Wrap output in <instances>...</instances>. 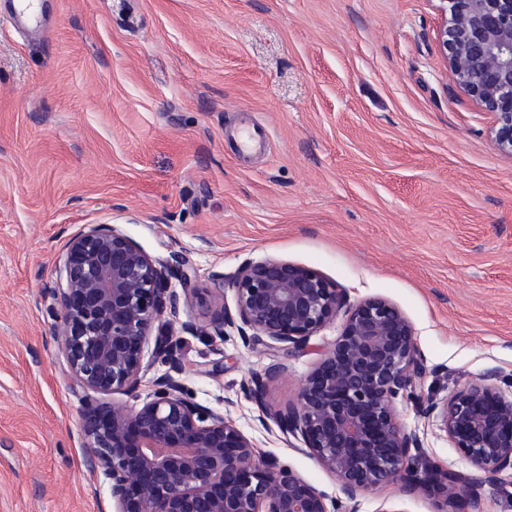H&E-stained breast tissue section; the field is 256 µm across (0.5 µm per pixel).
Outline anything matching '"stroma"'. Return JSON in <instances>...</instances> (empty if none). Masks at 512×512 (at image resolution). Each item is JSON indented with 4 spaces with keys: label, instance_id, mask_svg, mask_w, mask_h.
<instances>
[{
    "label": "stroma",
    "instance_id": "1",
    "mask_svg": "<svg viewBox=\"0 0 512 512\" xmlns=\"http://www.w3.org/2000/svg\"><path fill=\"white\" fill-rule=\"evenodd\" d=\"M0 0V512H109L86 464L83 390L49 335L42 288L69 238L117 225L150 256L186 255L187 394L258 457L342 493L274 412L295 400L338 327L307 347L209 335L215 273L248 259L312 268L350 301L383 297L446 398L512 381V156L452 81L435 0H41L19 35ZM269 132L239 156V134ZM267 376L262 402L242 385ZM438 466L469 471L435 419L396 404ZM355 512H438L391 487Z\"/></svg>",
    "mask_w": 512,
    "mask_h": 512
}]
</instances>
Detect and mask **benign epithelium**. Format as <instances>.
Returning <instances> with one entry per match:
<instances>
[{
  "mask_svg": "<svg viewBox=\"0 0 512 512\" xmlns=\"http://www.w3.org/2000/svg\"><path fill=\"white\" fill-rule=\"evenodd\" d=\"M437 11L439 48L453 82L493 115L491 136L512 155V0H438ZM213 281L233 293L236 306V314L222 308L210 319L212 335L221 339L233 330L248 345L303 348L343 317L296 401L275 416L348 499L391 486L465 512L482 488L496 490L499 475L512 471V397L491 373L444 400L419 398L424 366L415 332L389 300L351 303L318 271L271 258L246 261ZM192 290L183 254L154 259L109 224L74 234L55 278L42 288L53 301L50 336L86 392L80 427L87 463L103 476L113 512H339L290 468L257 457L223 414L188 397L174 336L197 330L191 317L180 319L181 298ZM155 363L166 370L153 378L141 405L102 400L135 393ZM265 389L257 374L245 385L258 402ZM400 398L435 418L484 478L432 464L417 433L399 419Z\"/></svg>",
  "mask_w": 512,
  "mask_h": 512,
  "instance_id": "7a95c632",
  "label": "benign epithelium"
}]
</instances>
